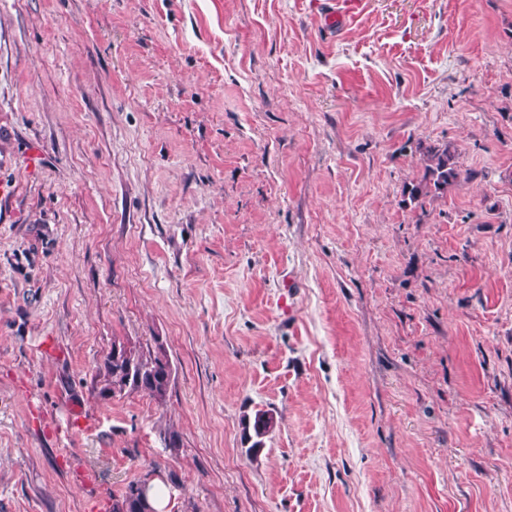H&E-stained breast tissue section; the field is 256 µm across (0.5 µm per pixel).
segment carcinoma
I'll list each match as a JSON object with an SVG mask.
<instances>
[{
    "mask_svg": "<svg viewBox=\"0 0 512 512\" xmlns=\"http://www.w3.org/2000/svg\"><path fill=\"white\" fill-rule=\"evenodd\" d=\"M424 172L421 179L407 189L408 199L414 204L426 197H437L448 190L460 177L456 157L448 147H427L423 152ZM96 387L99 395L108 400L127 392L143 391L155 401H165L170 381L171 367L163 345L153 349H133L115 344L112 351L97 368ZM271 426V417L264 412L255 414L253 421L246 422L243 431H253L259 437ZM152 489L145 478L127 485L124 492L113 499L112 512H141L136 491L140 484Z\"/></svg>",
    "mask_w": 512,
    "mask_h": 512,
    "instance_id": "1",
    "label": "carcinoma"
}]
</instances>
